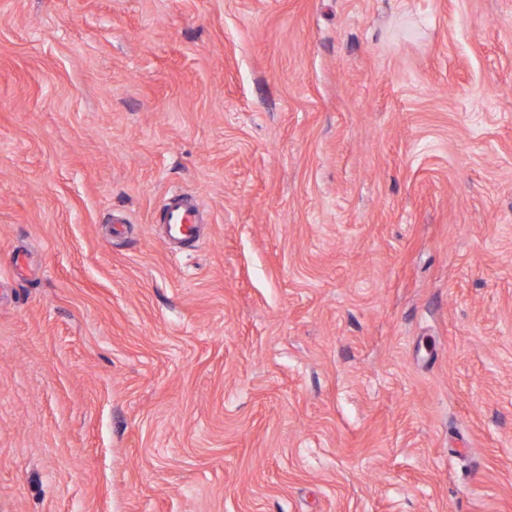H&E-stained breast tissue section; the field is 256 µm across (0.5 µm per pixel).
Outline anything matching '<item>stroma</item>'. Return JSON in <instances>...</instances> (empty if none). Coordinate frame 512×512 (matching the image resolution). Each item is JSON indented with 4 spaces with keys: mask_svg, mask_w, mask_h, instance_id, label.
I'll return each instance as SVG.
<instances>
[{
    "mask_svg": "<svg viewBox=\"0 0 512 512\" xmlns=\"http://www.w3.org/2000/svg\"><path fill=\"white\" fill-rule=\"evenodd\" d=\"M0 512H512V0H0ZM161 213L170 240L193 242L197 239L204 208L195 197L180 190L170 191L163 200Z\"/></svg>",
    "mask_w": 512,
    "mask_h": 512,
    "instance_id": "stroma-1",
    "label": "stroma"
}]
</instances>
